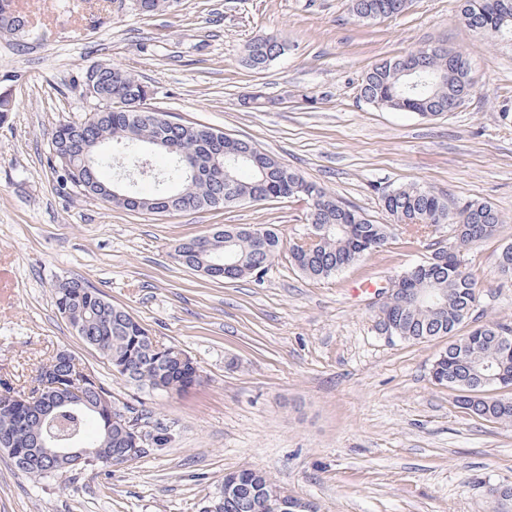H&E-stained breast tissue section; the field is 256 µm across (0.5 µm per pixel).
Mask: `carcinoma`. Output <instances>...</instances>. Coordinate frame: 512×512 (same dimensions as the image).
Returning a JSON list of instances; mask_svg holds the SVG:
<instances>
[{"label":"carcinoma","mask_w":512,"mask_h":512,"mask_svg":"<svg viewBox=\"0 0 512 512\" xmlns=\"http://www.w3.org/2000/svg\"><path fill=\"white\" fill-rule=\"evenodd\" d=\"M407 7V0H351L353 15L362 22L382 17H393ZM21 27L28 21L14 7L13 0H0V29L6 21ZM455 20L491 39L512 40V0H462ZM286 45L275 36H257L243 48V62L255 70L267 68L283 56ZM410 58L420 73V81L410 87L403 85V61ZM476 81L464 54L456 52L448 61V51L439 48L419 49L373 65L366 73L360 88V97L367 103L395 111L412 112L425 119H434L454 111L474 90ZM145 84L132 73L110 64L104 65L99 89L104 93L106 109L94 112L84 119V127L75 129L70 122L59 124L51 133L54 150L49 160L54 163L60 183L84 195L97 196L121 209L128 206L110 198L103 187L110 186L103 172L112 167L114 152L135 171L139 170L141 149L162 140V150L169 151L170 161L160 169L153 168L143 175L150 189L132 190L131 196L154 203V207L181 208L187 212L208 208H229L241 203L275 202L285 198L307 195L294 193L296 183L310 188V194L323 198L309 220L322 228L321 239L305 249L296 243L284 244L276 228L257 225L265 233L269 250L258 252L254 239L246 229L235 224L221 228L224 237L233 239V259L238 262L236 281L252 276V268L259 263H272L283 249H288V261L305 277L318 280L328 278L356 264L365 256L386 246L394 238L395 226L404 224L420 231L438 224L455 226L463 241L472 247L496 238L504 219L490 203L478 199H462L439 192L432 187L413 182L383 194L382 209L393 217L391 224H377L359 210L344 204L322 188L306 181L295 171L283 165L274 156L263 153L251 139L236 138L224 144L222 160L231 174L230 183L220 184L208 177L216 161L215 136L222 130L214 127L185 123L173 126L147 116L142 106ZM190 239L174 249L176 263L192 268L201 259ZM435 268L425 273L415 266L404 271L403 287L432 286L447 298V309L437 311L426 304H407L399 309L391 298L383 305L397 316L396 337L407 342H428L442 336L450 337L448 349L440 352L432 373L441 378V384L458 392L457 403L477 418L501 427H512V392H502L504 386L495 382H481L472 371L484 366L512 376V354L503 351L497 337L512 340V323L489 321L458 336L459 326L468 321L466 307L479 293L478 281L465 260L448 258L433 262ZM55 306L65 319H78L83 330H75L79 338L96 350L112 365L115 373L141 391L152 394L180 393L188 388L192 372L176 368L182 350L165 346L150 336L149 331L124 307L115 305L99 290L81 279L70 277L54 285ZM52 380L65 387L84 390L88 400L110 390L93 373L82 375L76 368H68L52 356L40 367ZM35 392V388H30ZM13 387L8 378H0V433L13 437L8 453L14 467L38 480H52L60 472L50 462H41L34 454V441L39 434L51 430L61 436H88L89 420L103 427V419L86 404L64 402L62 396L52 399L55 405L54 424L42 420L24 409L14 412L1 405L10 395L22 396L28 392ZM100 455L108 457L125 447L127 434L123 427L112 425V438L103 442L101 433L93 437ZM222 512H271L268 499L246 488L224 497Z\"/></svg>","instance_id":"cac0c4a2"}]
</instances>
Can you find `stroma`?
Wrapping results in <instances>:
<instances>
[{
	"mask_svg": "<svg viewBox=\"0 0 512 512\" xmlns=\"http://www.w3.org/2000/svg\"><path fill=\"white\" fill-rule=\"evenodd\" d=\"M34 30L0 32V376L28 384L66 349L115 398L148 412L172 439L136 464L18 473L0 453V512H200L227 472L261 469L319 512H493L512 486V430L467 415L430 375L447 338L414 344L375 328L378 288L422 262L428 237L393 242L320 281L280 256L261 278L214 280L178 265L187 239L227 224L305 229L287 199L230 209L151 213L62 190L48 142L93 108L74 79L119 66L153 90L157 110L248 137L280 162L381 224L383 193L419 182L492 203L496 239L466 252L480 287L469 324L512 321V279L496 254L512 243V44L455 20L459 0H409L364 23L350 0H15ZM275 35L288 50L267 69L245 43ZM443 46L463 51L475 91L425 120L360 96L378 61ZM266 108L246 105L251 95ZM80 277L125 307L157 341L183 348L200 382L166 397L116 376L57 311L55 281Z\"/></svg>",
	"mask_w": 512,
	"mask_h": 512,
	"instance_id": "obj_1",
	"label": "stroma"
}]
</instances>
